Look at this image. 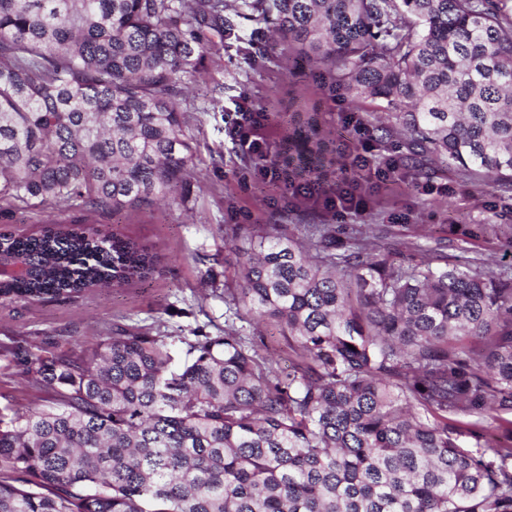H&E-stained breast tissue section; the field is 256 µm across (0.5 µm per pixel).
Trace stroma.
<instances>
[{"instance_id": "obj_1", "label": "stroma", "mask_w": 512, "mask_h": 512, "mask_svg": "<svg viewBox=\"0 0 512 512\" xmlns=\"http://www.w3.org/2000/svg\"><path fill=\"white\" fill-rule=\"evenodd\" d=\"M260 30L253 44L213 46L204 61L205 76L190 84L181 102L194 162L205 176L182 182L178 204L115 214L61 209L62 221L87 220L132 238L156 255L157 264L145 280L97 289L75 302L0 304V413L52 403L50 393L26 374L21 350L76 357L116 327L130 332L158 327L182 338L199 328L223 333L224 288L242 282L238 252L273 224L363 228L384 250L414 241L439 250L452 264L481 258L491 270L512 271V244L466 233L477 224L512 228V192L490 183L473 185L445 163L418 165L396 136L360 142L356 125L372 130L387 115L385 102L353 103L344 90L325 87L318 70L297 72L287 47L275 42L271 25L261 24ZM245 99L268 115L263 136L277 176L260 174L258 164L226 134L236 105ZM309 118L335 157L321 184L323 193H333L350 175L357 153L367 152L374 163L395 161L387 184L361 178L364 208L339 214L320 196L286 187L288 136Z\"/></svg>"}]
</instances>
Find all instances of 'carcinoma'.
Wrapping results in <instances>:
<instances>
[{"mask_svg":"<svg viewBox=\"0 0 512 512\" xmlns=\"http://www.w3.org/2000/svg\"><path fill=\"white\" fill-rule=\"evenodd\" d=\"M294 61L382 100L420 161L512 192V0H0V232L26 273L0 303L144 280L156 257L66 206L177 200L195 174L180 101L246 13ZM313 122L290 147L318 179ZM275 224L238 253L224 335L122 328L86 357L24 352L48 409L0 414V512H512V274L412 260L362 231ZM278 328L282 372L236 322ZM499 422L497 442L469 449ZM5 227L19 233H34L40 230L41 224L37 223L33 212L0 203V229Z\"/></svg>","mask_w":512,"mask_h":512,"instance_id":"1","label":"carcinoma"}]
</instances>
